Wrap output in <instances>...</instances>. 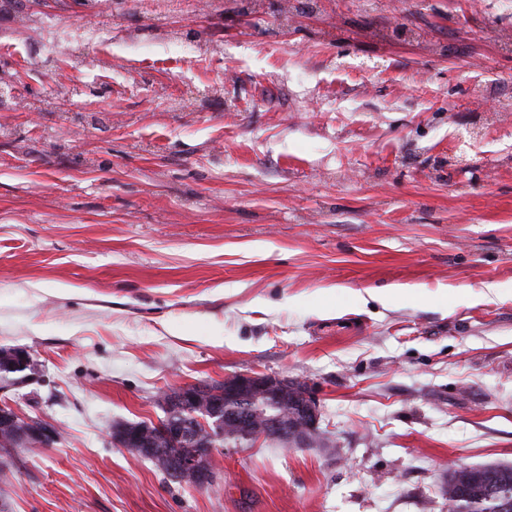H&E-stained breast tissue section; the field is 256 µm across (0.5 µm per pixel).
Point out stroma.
I'll return each instance as SVG.
<instances>
[{
    "label": "stroma",
    "instance_id": "obj_1",
    "mask_svg": "<svg viewBox=\"0 0 512 512\" xmlns=\"http://www.w3.org/2000/svg\"><path fill=\"white\" fill-rule=\"evenodd\" d=\"M494 292H486V284ZM0 512H448L512 464V0H0ZM315 387L326 448L115 444L161 392ZM20 419L32 427L31 436L38 442L42 441V445L50 446L57 440L58 431L53 425L38 418H25L9 404L0 405V427L16 424ZM199 453H194L181 467L169 470L168 475L177 482L190 481L195 487H208L215 485V472L207 466Z\"/></svg>",
    "mask_w": 512,
    "mask_h": 512
}]
</instances>
